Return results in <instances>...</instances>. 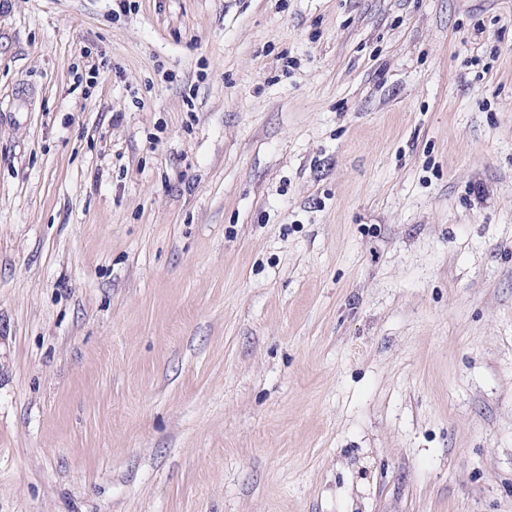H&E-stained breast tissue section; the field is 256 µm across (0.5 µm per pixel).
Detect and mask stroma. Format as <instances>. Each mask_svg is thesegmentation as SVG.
Here are the masks:
<instances>
[{
  "instance_id": "obj_1",
  "label": "stroma",
  "mask_w": 512,
  "mask_h": 512,
  "mask_svg": "<svg viewBox=\"0 0 512 512\" xmlns=\"http://www.w3.org/2000/svg\"><path fill=\"white\" fill-rule=\"evenodd\" d=\"M0 0V512H512V0Z\"/></svg>"
}]
</instances>
